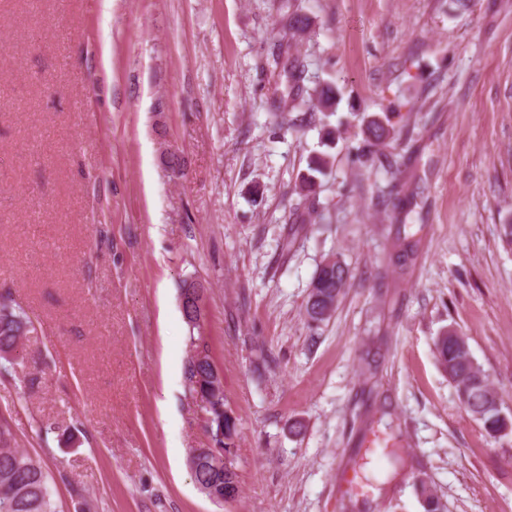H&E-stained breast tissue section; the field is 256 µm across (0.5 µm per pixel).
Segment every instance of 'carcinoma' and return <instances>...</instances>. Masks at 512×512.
Wrapping results in <instances>:
<instances>
[{
  "mask_svg": "<svg viewBox=\"0 0 512 512\" xmlns=\"http://www.w3.org/2000/svg\"><path fill=\"white\" fill-rule=\"evenodd\" d=\"M288 78L287 95L302 97L306 80L305 66L292 65L283 68ZM365 148L369 156L378 155L382 148L393 142L398 130L387 114L373 115L363 120ZM330 155L323 154L311 160L309 173L302 176L303 199L311 200V193L319 175L332 168ZM350 278L346 264L337 259L326 260L315 272L308 298L319 300L305 306L309 322L322 324L330 320ZM31 320L25 310L9 295H0V369L8 372L18 365V346L26 335ZM202 325H192L190 334L191 353L185 364V379L190 392H205L212 385L211 364L197 360L199 354L211 358L210 347L202 336ZM438 360L453 383L458 400L476 420L482 422L492 435L503 431L502 404L496 403L497 394L491 387L488 375L474 363L466 336L450 328L435 341ZM224 398L204 405V424L211 440L218 439L224 430ZM16 439L10 423L0 418V512H58L51 488L52 476L43 461L15 447ZM191 469L198 488L217 504L224 503V495L230 494L232 473L224 469L222 454L217 448H193L190 450ZM424 497L425 512H444V505L431 492L425 479H418Z\"/></svg>",
  "mask_w": 512,
  "mask_h": 512,
  "instance_id": "cac0c4a2",
  "label": "carcinoma"
}]
</instances>
